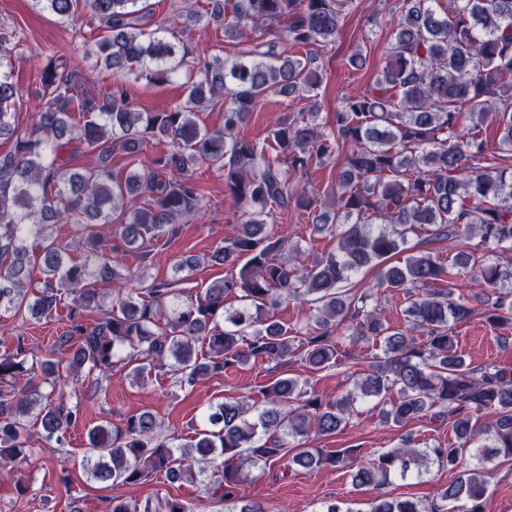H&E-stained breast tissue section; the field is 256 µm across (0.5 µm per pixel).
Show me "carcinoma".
Returning a JSON list of instances; mask_svg holds the SVG:
<instances>
[{
	"mask_svg": "<svg viewBox=\"0 0 512 512\" xmlns=\"http://www.w3.org/2000/svg\"><path fill=\"white\" fill-rule=\"evenodd\" d=\"M35 6L73 22L87 13L80 35L91 53L118 76L98 95L85 89L84 74L55 51L37 67L38 101L31 125L15 124L21 88L12 79L22 39L0 31V138L12 141L0 155V309L46 317L62 295L71 299L68 329L58 337L73 355L40 360L22 346L0 353V472L10 477L33 455L27 416L36 417L45 439L58 447L81 418L64 396L82 371L110 380L127 373L135 383L168 366L179 384L193 385L210 373L250 361L277 365L294 357V338L269 309L292 301L310 306L313 327L300 359L312 374L336 365L341 330L378 344L370 371L336 400H325L309 380L278 378L252 394L208 408L185 443L164 434L150 412L120 423L109 420L88 431L85 469L90 479L136 484L163 473L171 482H200L225 512H267L239 496L252 470L287 458L304 469H353L356 484L380 486L395 478L429 472L435 465L460 471L435 497L378 496L366 508L345 501L318 512H486L487 477L497 461L512 460V371L496 365L474 368L457 352L454 325L477 317L491 328L512 326V264H486L461 249L442 259L419 253L404 263L411 234L428 226L432 238H479L485 251L512 250V176L487 162L488 137L477 117L497 125L499 160L512 159V0H449L444 13L434 0H392L394 25L385 64L372 88L346 94L327 129L284 117L268 141L239 135L248 114L271 93L316 103L317 60L350 13L353 0H179L174 14L147 30L149 0H34ZM213 24L238 39L246 30H276L305 57L254 47L237 57L207 59L182 34ZM107 35L102 36L100 32ZM198 68L187 75L185 99L164 112H139L123 79L166 84L187 58ZM224 106V125L201 128L197 113ZM173 149L149 165L119 176L108 159L115 148L139 156L153 140ZM100 163L82 171L70 163L79 149ZM341 156L333 213L318 209L309 193L313 160ZM224 173V186L241 209L240 230L211 257L177 263L194 271L203 264H233L238 274L184 300L166 282L143 281L112 265V240L150 246L175 224L205 206L194 170ZM312 216L314 230L337 238L336 251L306 265L298 256L277 257L286 237L266 233L275 208ZM71 224L60 241L48 229ZM41 247L43 278L27 275L28 243ZM85 254L76 261L73 255ZM367 268L380 286L408 298V324L395 329L385 314L367 305L368 295L348 288ZM466 281L481 289V306L457 293ZM99 283L117 293L105 305ZM235 299L239 306L225 308ZM98 311L94 322L86 313ZM207 346L201 359L197 348ZM50 391H41V384ZM396 392V398L387 397ZM379 399L384 416L406 425L427 416L448 418L455 441L433 447L380 451L357 464L355 448H296L290 438L334 435L348 426L357 402ZM109 512H190L177 496L159 508L150 502L112 498Z\"/></svg>",
	"mask_w": 512,
	"mask_h": 512,
	"instance_id": "cac0c4a2",
	"label": "carcinoma"
}]
</instances>
